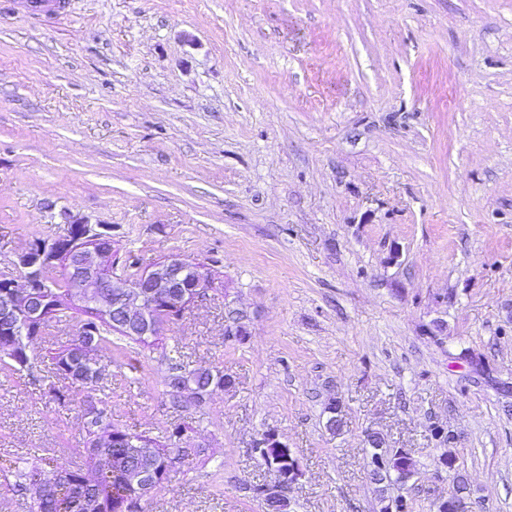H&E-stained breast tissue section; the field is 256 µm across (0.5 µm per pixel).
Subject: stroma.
Listing matches in <instances>:
<instances>
[{
  "instance_id": "obj_1",
  "label": "stroma",
  "mask_w": 512,
  "mask_h": 512,
  "mask_svg": "<svg viewBox=\"0 0 512 512\" xmlns=\"http://www.w3.org/2000/svg\"><path fill=\"white\" fill-rule=\"evenodd\" d=\"M73 2L0 9V258L66 212L116 275L176 254L210 286L78 391L51 356L80 317L50 321L0 368V475L85 464L108 404L183 451L138 512H265L267 432L302 472L287 512H433L446 451L475 512H512V0ZM199 368L232 386L179 404ZM371 432L406 484L370 481ZM26 2V12L34 19L63 14L70 4L69 0H26ZM219 372L213 373L210 369H197L186 373H177L172 375L169 380V385L179 393L181 397V387H189L196 389H211L212 387L226 388L231 385V379L222 375L219 377ZM223 379V380H222Z\"/></svg>"
}]
</instances>
